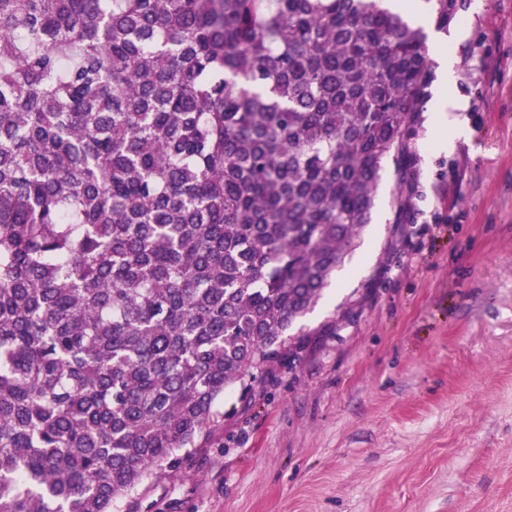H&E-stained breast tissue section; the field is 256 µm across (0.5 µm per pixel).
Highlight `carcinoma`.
I'll use <instances>...</instances> for the list:
<instances>
[{
  "label": "carcinoma",
  "mask_w": 512,
  "mask_h": 512,
  "mask_svg": "<svg viewBox=\"0 0 512 512\" xmlns=\"http://www.w3.org/2000/svg\"><path fill=\"white\" fill-rule=\"evenodd\" d=\"M427 83L384 0H0V512H116L300 345Z\"/></svg>",
  "instance_id": "obj_1"
}]
</instances>
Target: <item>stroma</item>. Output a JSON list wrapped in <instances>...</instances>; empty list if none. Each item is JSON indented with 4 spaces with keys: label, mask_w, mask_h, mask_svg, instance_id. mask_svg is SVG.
<instances>
[{
    "label": "stroma",
    "mask_w": 512,
    "mask_h": 512,
    "mask_svg": "<svg viewBox=\"0 0 512 512\" xmlns=\"http://www.w3.org/2000/svg\"><path fill=\"white\" fill-rule=\"evenodd\" d=\"M430 28L452 86L430 76L300 348L117 512H512V0Z\"/></svg>",
    "instance_id": "1"
}]
</instances>
